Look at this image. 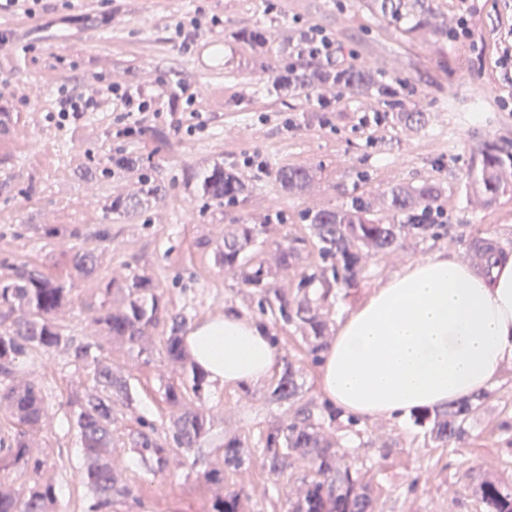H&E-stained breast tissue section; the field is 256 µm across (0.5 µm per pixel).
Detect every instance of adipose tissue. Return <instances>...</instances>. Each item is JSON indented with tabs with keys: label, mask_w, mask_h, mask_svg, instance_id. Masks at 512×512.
<instances>
[{
	"label": "adipose tissue",
	"mask_w": 512,
	"mask_h": 512,
	"mask_svg": "<svg viewBox=\"0 0 512 512\" xmlns=\"http://www.w3.org/2000/svg\"><path fill=\"white\" fill-rule=\"evenodd\" d=\"M186 345L221 384L264 380L280 351L231 312L193 325ZM512 363V252L488 271L436 252L408 265L341 323L322 354L323 391L344 412L400 417L493 386Z\"/></svg>",
	"instance_id": "adipose-tissue-1"
}]
</instances>
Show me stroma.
<instances>
[{"mask_svg":"<svg viewBox=\"0 0 512 512\" xmlns=\"http://www.w3.org/2000/svg\"><path fill=\"white\" fill-rule=\"evenodd\" d=\"M194 12L219 18L220 25L201 27L192 51L185 52L170 36L181 15ZM256 25L271 35L259 63L252 45L238 36ZM304 26L333 41L337 67H367L393 95L341 94L331 85L269 95L266 80L299 63ZM445 26L468 27L470 35L441 39L438 30ZM511 26L512 0H436L429 25L417 34L371 14L363 0H46L31 17L1 13L0 34L12 47L0 52V110L9 114L7 129L0 131V273L6 264L27 263L70 278L74 303L61 321L77 344L90 340L87 319L104 284L134 272L158 279L169 310L184 313L189 323L227 310L257 320L275 337L282 359L297 369L299 404L321 419L327 439L362 461L376 512H485L480 483L493 477L512 485L511 363L487 390L462 444L439 446L429 425L411 414L351 422L325 398L321 365L308 356L298 325L261 314L258 292L216 265L212 246L241 220L258 230L248 251L253 262L273 264L277 244L288 242L298 261L275 285L293 297L306 293L331 337L373 288L413 262L446 249L481 267L472 248L479 237L512 250V194L484 204L468 190L483 142L512 153V71L502 65L501 45ZM214 39L223 42L219 75L200 69ZM107 85L156 96L163 117L147 121L146 135L135 138L115 137L106 111L65 130L47 119L61 88L91 94ZM182 87L196 90L191 108L201 112L205 131H186L190 107L177 95ZM478 90L488 103L480 120L472 114ZM407 112L422 113L421 122L405 121ZM155 129L178 142L179 151L152 138ZM120 150L142 156L144 172L165 189L146 210L113 223L109 203L137 194L139 174L115 172L106 179L93 169ZM249 156L258 157L262 168L246 167ZM216 162L236 169L250 186L235 206L206 205L186 179L187 171ZM285 166L312 171L302 193L279 188L275 176ZM426 182L442 189L433 230L408 234L394 252L365 260L354 287L326 294L320 281L302 285L303 276L324 266L307 213L345 209L360 199L381 218L386 190ZM107 224L112 239L99 241L96 233ZM48 225L58 228V238L44 237ZM71 245L96 249L93 275L75 274L66 252ZM166 331L162 322L149 328V351L142 355L106 340L94 350L127 378L133 397L112 404V444L121 460L117 479L133 490L132 498L113 503L112 512H208L221 491L238 494L240 512H288L311 477L305 460L273 475L258 459L227 468L221 450L225 437L253 445L269 425L290 418L292 407L270 396L275 371L256 384L207 381L201 405L211 428L197 447L163 473L141 464L130 437L143 423L156 435L167 433L175 412L163 398L164 387L183 378L162 350ZM20 367L34 372L46 400L44 425L33 435L29 455L42 461V480L55 484L57 512H75V474L84 465L75 400L93 390L92 368L61 351L34 362L22 359ZM59 453L70 459V473L53 469ZM212 468L223 469V486L205 482L203 474Z\"/></svg>","mask_w":512,"mask_h":512,"instance_id":"obj_1","label":"stroma"}]
</instances>
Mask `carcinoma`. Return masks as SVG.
<instances>
[{"instance_id": "1", "label": "carcinoma", "mask_w": 512, "mask_h": 512, "mask_svg": "<svg viewBox=\"0 0 512 512\" xmlns=\"http://www.w3.org/2000/svg\"><path fill=\"white\" fill-rule=\"evenodd\" d=\"M369 10L394 22L406 19L415 21L421 28L428 23L434 12L435 0H365ZM239 37L253 47L263 50L269 43L266 30L255 28L240 32ZM315 83H336L345 88L368 92L372 89L384 95L392 89L376 82L371 71L355 68L335 75L322 67L299 64L292 74H283L267 86L270 94L284 93L291 86L309 87ZM481 168L471 180L472 194L487 202L506 193H512V176L506 159L496 145L488 143L481 150ZM111 169L136 171L142 168L141 157L120 151L110 159ZM188 178L198 181L201 199L218 207L233 205L249 191V185L233 169L216 163L203 175L187 173ZM311 174L300 167H284L278 170L276 179L288 194L302 192ZM141 193L135 199L114 198L108 211L118 217L143 211L160 186L151 176L140 174ZM442 195L439 185L425 183L416 188L396 185L383 194V204L390 222L370 217L369 208L357 201L347 209H321L308 214L309 224L319 243L323 259L342 261V267L331 266L332 278L322 277L325 292L336 285L347 288L357 279L363 260L373 254L389 253L397 249L406 234H424L434 228L432 224L406 223L415 213L426 215L437 205ZM254 236V228L239 224L224 236V244L214 248L218 265L231 271L248 288L261 290L262 312L279 314L285 321L297 320L306 331V337L316 339L309 346L308 354L318 360L323 349L318 339L325 335L327 325L311 300L290 298L280 288L270 287L271 270L263 265L255 266L244 252ZM72 266L85 275L93 274L98 265L96 249L73 247L70 249ZM296 260L294 248L288 242L277 244L275 266L286 270ZM117 294L118 304H112L109 296ZM106 299L91 318L94 333L109 341L129 347H139L144 352L145 331L160 321L166 309L164 291L151 275L134 273L123 281L111 280L105 284ZM72 304V286L60 278L28 264H12L8 272L0 276V411L7 413L18 428L9 444L0 448V473L23 461L29 462L30 437L41 428L45 415V399L41 387L31 379L21 377L20 359L38 352L62 349L75 360H92L96 387L77 399L76 424L81 436L82 454L85 460L80 482L90 495L87 512H112V501L130 499L132 489L118 483L115 475L116 460L112 458V401L132 400L127 380L112 372V365L91 357L92 345H75L58 321L57 315ZM186 323L182 315L171 317L167 336L163 339L166 357L177 362L188 373L186 380L165 387L167 404L179 410L172 421L169 438L161 441L152 435L138 431L131 437V448L140 462L155 472L164 471L176 451H189L208 432L210 420L192 401L200 399L206 383V373L196 364L188 362L181 330ZM300 384L291 363H286L271 390V397L279 402L293 401L298 396ZM484 397L473 396L448 403L430 414L423 413L420 422L429 423L433 438L444 446L465 440L467 424ZM224 465L234 470L250 464L256 449L249 447L239 437L224 440ZM263 465L272 474H282L292 466L293 459L301 458L314 474L305 483L290 512H374V501L363 484L356 460L326 441L322 435V422L315 418L308 406L295 409L291 421L268 429L261 452ZM481 501L486 512H512V488L494 480H486L480 486ZM55 487L33 479L22 493L0 479V512H55ZM209 512H239L235 494L215 499Z\"/></svg>"}]
</instances>
